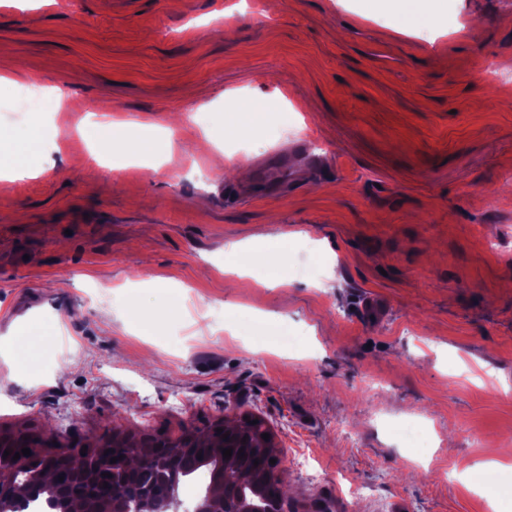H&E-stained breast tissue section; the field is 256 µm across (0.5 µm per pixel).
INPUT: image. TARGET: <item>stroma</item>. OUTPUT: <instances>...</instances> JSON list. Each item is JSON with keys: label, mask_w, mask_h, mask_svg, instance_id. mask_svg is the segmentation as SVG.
<instances>
[{"label": "stroma", "mask_w": 512, "mask_h": 512, "mask_svg": "<svg viewBox=\"0 0 512 512\" xmlns=\"http://www.w3.org/2000/svg\"><path fill=\"white\" fill-rule=\"evenodd\" d=\"M432 7L469 35L399 33L393 0H0V71L65 92L0 93V155L45 160L0 179V431L46 455L253 412L293 512H492L512 467L463 472L512 434V0ZM242 104L281 118L225 135ZM95 116L172 151L111 170ZM35 141L32 133L19 141L14 156H0L1 179L35 178L43 172L44 169L35 156Z\"/></svg>", "instance_id": "obj_1"}]
</instances>
